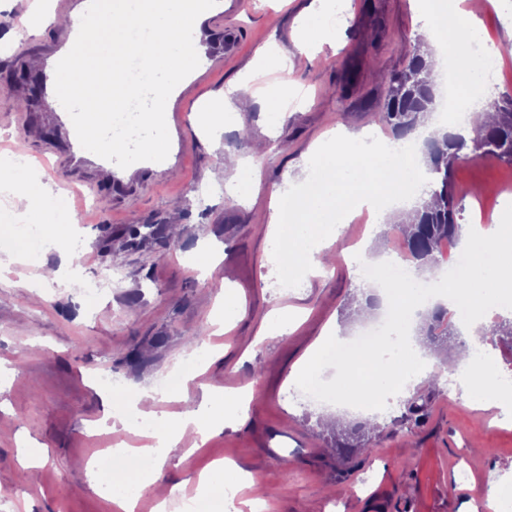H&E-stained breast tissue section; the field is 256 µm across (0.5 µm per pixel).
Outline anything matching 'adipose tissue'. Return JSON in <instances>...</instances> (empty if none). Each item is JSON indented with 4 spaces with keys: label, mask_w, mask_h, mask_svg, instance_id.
Segmentation results:
<instances>
[{
    "label": "adipose tissue",
    "mask_w": 512,
    "mask_h": 512,
    "mask_svg": "<svg viewBox=\"0 0 512 512\" xmlns=\"http://www.w3.org/2000/svg\"><path fill=\"white\" fill-rule=\"evenodd\" d=\"M461 3L425 0L426 18L417 33L423 40L436 43L439 59L454 65L463 76L470 69L465 41L470 32L477 30L478 19ZM347 10V0H321L320 10L299 18L297 45L333 38ZM485 105L480 84L461 79L455 93L448 97V116L438 120V132L470 136V127L454 128L449 115L460 110L481 112ZM362 140L357 134L320 142L307 164L306 190L276 202L267 237L280 244L279 270L283 277L306 279L320 271L356 211L368 210L376 223L387 224L399 211L412 210L418 196L414 175L422 167L420 154L412 151L395 160L384 152L364 151ZM48 208L59 214L65 211L62 199L43 193L38 207L26 219L0 230L36 264L43 261V244L50 234L49 225L43 221ZM462 238L454 263V287L442 299L435 297L429 284L417 274L371 261L374 285L365 294L379 302L375 310L381 321L379 335L368 337L357 347L349 346L347 339L326 335L311 349L307 361L296 368L295 381L319 391L320 371L332 363L348 395L369 393L394 383L391 365L380 359V342L413 331L420 310L416 298L421 294L428 295L430 305L441 304L454 311L471 329L488 314L512 313V238L489 234L478 224L469 225ZM214 357L211 348L195 349L165 382L111 399L110 418L122 428L134 429L145 440L144 445H127L96 458L99 474L89 478L88 487L107 495L117 512H135L145 491L157 500L155 512H167L175 493L164 483L168 449L187 437L193 443H205L215 432L241 418L252 398L248 391H206L181 412L170 414L159 409L160 403L174 398ZM247 485L248 478L241 469L215 461L199 476L192 512H233L227 489L241 490Z\"/></svg>",
    "instance_id": "adipose-tissue-1"
}]
</instances>
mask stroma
I'll return each mask as SVG.
<instances>
[{
    "mask_svg": "<svg viewBox=\"0 0 512 512\" xmlns=\"http://www.w3.org/2000/svg\"><path fill=\"white\" fill-rule=\"evenodd\" d=\"M317 0H254L238 10L234 0L200 17L199 41L213 63L203 84L181 102L185 120L171 137L168 167L141 165L104 173L71 160L68 136L47 105L42 73L32 65L55 47L63 30L50 0H0V178L15 148L27 156L32 179L52 196L70 200L74 187L93 183L84 198L88 219L66 225L80 252L45 247L44 265L61 272L79 267L85 277L111 275L107 293L45 285L41 267L27 263L19 246L0 251V366L11 370L0 392V473L8 474L0 512H113L110 500L87 490L86 469L99 442L93 430L105 404L97 391L100 369L135 390L155 382L198 346L197 328L221 344L218 358L187 385L203 390H250L240 423L225 427L194 453L186 443L170 451L169 483L194 480L221 460L247 472L253 486L240 500L264 501L263 512H496L477 482L512 491V420L498 409H476L440 373L435 386L412 387L387 417H377L373 451L343 461L335 435L323 428L320 408L293 400V370L326 330L341 328L365 304L352 261L359 246L377 238L358 217L337 240L330 266L302 288L275 293L278 262L265 236L274 197L304 177L312 145L345 131L375 130L391 137L382 105L392 74L404 70L424 21L415 0H351L349 15L332 42L305 51L293 41L296 17ZM482 32L499 50L501 93L512 94V0H488ZM288 55L284 73L258 71L252 88L288 87L284 124L271 131L260 101L236 122L214 129L194 117L221 108L233 85L264 47ZM26 99L17 107L16 96ZM234 153L258 167L256 194L229 198L231 174L222 161ZM512 176L505 164L464 163L453 173L458 224L496 222L504 201L496 189ZM153 225L149 237L133 226ZM232 293L239 317L216 335L212 309ZM288 306L290 334L259 338L264 316ZM422 405L421 417L409 403ZM44 452L37 472L24 463L26 444Z\"/></svg>",
    "mask_w": 512,
    "mask_h": 512,
    "instance_id": "obj_1",
    "label": "stroma"
}]
</instances>
